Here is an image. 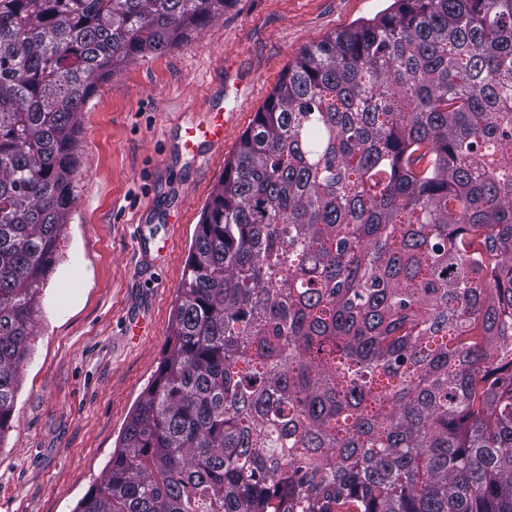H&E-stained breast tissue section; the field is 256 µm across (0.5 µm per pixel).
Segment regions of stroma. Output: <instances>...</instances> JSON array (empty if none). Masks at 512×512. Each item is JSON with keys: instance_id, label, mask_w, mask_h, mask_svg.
<instances>
[{"instance_id": "1", "label": "stroma", "mask_w": 512, "mask_h": 512, "mask_svg": "<svg viewBox=\"0 0 512 512\" xmlns=\"http://www.w3.org/2000/svg\"><path fill=\"white\" fill-rule=\"evenodd\" d=\"M394 0H233L187 45L98 82L78 125V196L44 283L0 512H73L100 483L170 337L202 209L300 52ZM224 139L187 146L188 130Z\"/></svg>"}]
</instances>
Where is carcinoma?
Here are the masks:
<instances>
[{
	"label": "carcinoma",
	"mask_w": 512,
	"mask_h": 512,
	"mask_svg": "<svg viewBox=\"0 0 512 512\" xmlns=\"http://www.w3.org/2000/svg\"><path fill=\"white\" fill-rule=\"evenodd\" d=\"M232 0H0V438L79 112ZM73 512H512V0H395L288 68Z\"/></svg>",
	"instance_id": "cac0c4a2"
}]
</instances>
